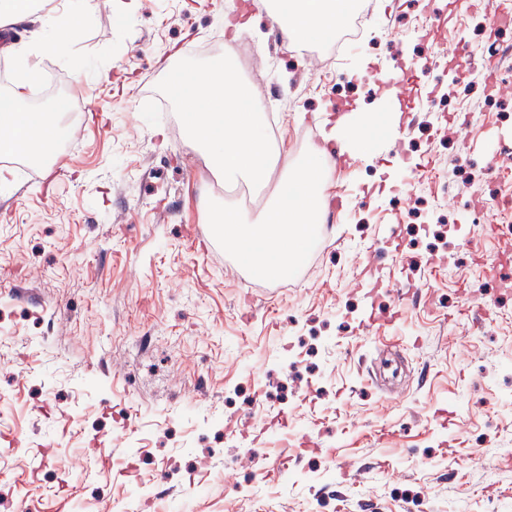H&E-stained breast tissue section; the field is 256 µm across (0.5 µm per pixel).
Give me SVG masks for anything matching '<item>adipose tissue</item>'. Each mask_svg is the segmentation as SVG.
Returning a JSON list of instances; mask_svg holds the SVG:
<instances>
[{"mask_svg":"<svg viewBox=\"0 0 512 512\" xmlns=\"http://www.w3.org/2000/svg\"><path fill=\"white\" fill-rule=\"evenodd\" d=\"M355 5L356 0L258 3L298 44L331 39ZM167 92L183 106L190 139L224 183L270 189L252 222L241 212L201 198L199 206L206 212L215 238L233 245L239 263L257 276L278 278L290 273L302 261L312 228L321 219L326 145L335 144L341 156L359 153L379 133L376 114L337 118L323 133L324 147L310 148L296 159L283 143L267 137L261 112L240 110V101L250 98L251 92L233 76L228 62L171 68ZM66 109V102L60 101L51 112L24 110L17 94H0V151L41 157L57 113ZM286 193L292 197L287 204L282 201Z\"/></svg>","mask_w":512,"mask_h":512,"instance_id":"obj_1","label":"adipose tissue"}]
</instances>
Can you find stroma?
<instances>
[{"mask_svg":"<svg viewBox=\"0 0 512 512\" xmlns=\"http://www.w3.org/2000/svg\"><path fill=\"white\" fill-rule=\"evenodd\" d=\"M70 48L0 93L82 110L60 155L0 154V512L68 495L74 512H512V18L496 0H373L362 42L328 61L275 37L253 0H92ZM246 13L243 78L277 97L293 155L337 103L387 112L406 60L412 124L330 155L302 264L247 275L199 207L223 197L165 97L167 65L211 62ZM475 51L453 57L457 38ZM110 79H102V69ZM501 256L504 271L483 272ZM23 441L10 447L8 437ZM112 466H94L97 447ZM50 462H43L44 453Z\"/></svg>","mask_w":512,"mask_h":512,"instance_id":"stroma-1","label":"stroma"}]
</instances>
